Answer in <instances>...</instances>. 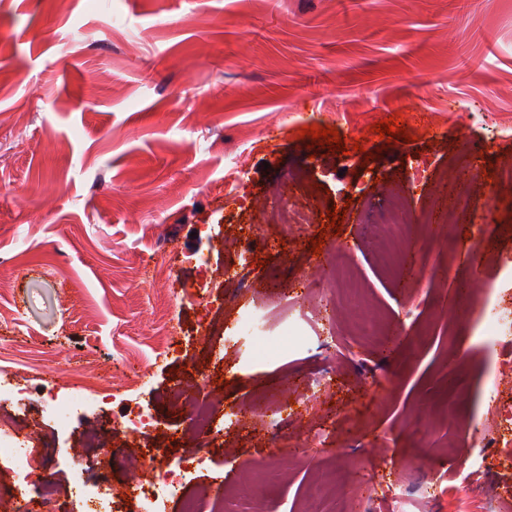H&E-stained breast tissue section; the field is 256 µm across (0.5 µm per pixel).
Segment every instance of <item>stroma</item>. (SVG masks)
<instances>
[{"instance_id":"obj_1","label":"stroma","mask_w":512,"mask_h":512,"mask_svg":"<svg viewBox=\"0 0 512 512\" xmlns=\"http://www.w3.org/2000/svg\"><path fill=\"white\" fill-rule=\"evenodd\" d=\"M1 45L0 277L12 286L0 372L37 400L75 386L89 350L108 392L66 427L38 428L63 512H82L73 457L108 448L99 478H142L114 425L127 408L149 406L161 424L142 444L173 433L172 457L196 448L170 386L203 375L198 398L242 413L170 512L204 493L218 512H345L347 495L406 482L413 512H438L463 480L512 512V461L469 462L490 366L472 329L498 276L492 259L471 263V225H495L494 249L512 252V0H0ZM389 117L413 142L380 139L373 126ZM310 125L337 128L349 154L301 136ZM419 160L428 178L414 186ZM395 196L415 218L401 236L416 258L406 278L378 265L364 233ZM288 202L308 223H278ZM334 207L338 231L325 227ZM321 233L343 247L332 279L311 251ZM207 250L211 269L187 262ZM353 283L396 345L355 333ZM246 306L273 334L295 325L292 351L256 364L241 342L211 364L207 335ZM168 321L175 343L147 386L111 396L114 374L152 362ZM316 336L335 352L311 350ZM281 408L304 456L272 445ZM323 428L343 455L307 445Z\"/></svg>"}]
</instances>
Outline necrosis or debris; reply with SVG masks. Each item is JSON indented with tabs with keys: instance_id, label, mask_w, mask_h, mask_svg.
<instances>
[{
	"instance_id": "obj_1",
	"label": "necrosis or debris",
	"mask_w": 512,
	"mask_h": 512,
	"mask_svg": "<svg viewBox=\"0 0 512 512\" xmlns=\"http://www.w3.org/2000/svg\"><path fill=\"white\" fill-rule=\"evenodd\" d=\"M500 266L501 284L487 290L474 327L481 344L495 356L491 382L484 392V399L490 407L497 401L500 380L512 374V359H502L497 355L500 345L512 341V305L505 301L506 296L512 295V254L501 256ZM243 339L249 342L251 358L255 361L280 359L286 348L285 337L267 335L259 315L246 311L239 315L230 334L212 338L216 359H223L225 346ZM104 397L96 378L89 377L73 393L29 402L14 377L0 376V402H27L28 415L34 422L48 420L58 425L66 424L75 413L95 405ZM187 418L198 429L201 449L179 457L174 466L166 469L161 463L168 457L167 445L148 448L145 455L137 457L138 466L144 468L147 476L128 486L133 512H169V503L182 490L187 474L205 466V448L213 445L215 436L221 435L225 425L237 421L238 414L230 410L217 415L206 405L191 400L187 403ZM41 446V441L35 439L33 433L22 432L13 423L0 422V454L12 459L20 481L34 483L38 488L37 498L31 501L33 512H61L52 487L53 458L43 454Z\"/></svg>"
}]
</instances>
